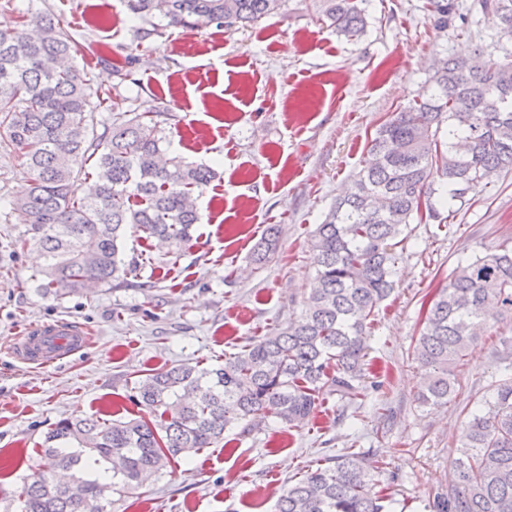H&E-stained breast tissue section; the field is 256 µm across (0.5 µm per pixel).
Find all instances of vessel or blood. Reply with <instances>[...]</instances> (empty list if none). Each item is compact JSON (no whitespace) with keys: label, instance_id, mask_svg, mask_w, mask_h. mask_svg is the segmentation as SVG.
<instances>
[{"label":"vessel or blood","instance_id":"vessel-or-blood-1","mask_svg":"<svg viewBox=\"0 0 512 512\" xmlns=\"http://www.w3.org/2000/svg\"><path fill=\"white\" fill-rule=\"evenodd\" d=\"M89 345V332L78 322L67 319L37 321L24 329L12 353L26 365L47 368L62 364Z\"/></svg>","mask_w":512,"mask_h":512}]
</instances>
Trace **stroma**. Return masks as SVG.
<instances>
[{"label": "stroma", "instance_id": "obj_1", "mask_svg": "<svg viewBox=\"0 0 512 512\" xmlns=\"http://www.w3.org/2000/svg\"><path fill=\"white\" fill-rule=\"evenodd\" d=\"M467 9L461 30H438L428 0H363L365 33L348 39L318 19L314 0L230 30L171 29L138 41L121 0H14L0 27L47 13L83 50L75 66L91 86L130 104L155 102L169 154L212 168L196 193L200 222L189 246L167 253L128 229L123 283L44 293L37 235L11 223L9 203L28 170L0 148V349L34 320L85 324L93 341L62 365L33 369L0 352V512H21L18 492L42 471L45 435L63 418H134L135 382L179 364L226 358L297 320L316 277L312 232L367 159L392 112L426 87L440 59L493 45L491 19ZM279 230L274 259L254 245ZM512 247V174L480 187L449 226L410 224L397 247L395 289L376 311L364 394H325L300 430L267 417L179 462L150 487L114 495L112 512H273L307 469L345 448L363 453L394 512H431L454 482L465 425L512 354V320L494 316L455 370L457 397L420 406L413 358L424 304L458 262Z\"/></svg>", "mask_w": 512, "mask_h": 512}]
</instances>
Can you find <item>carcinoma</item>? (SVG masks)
<instances>
[{
  "instance_id": "cac0c4a2",
  "label": "carcinoma",
  "mask_w": 512,
  "mask_h": 512,
  "mask_svg": "<svg viewBox=\"0 0 512 512\" xmlns=\"http://www.w3.org/2000/svg\"><path fill=\"white\" fill-rule=\"evenodd\" d=\"M142 22L146 41L169 28L252 25L286 0H122ZM318 20L336 34L360 36L359 0H317ZM498 40L512 41V0H477ZM435 27L460 16L455 0H430ZM81 44L43 14L0 30V147L30 172L10 218L38 233L46 257L44 290L76 293L127 275L119 245L131 225L172 250L199 222L195 190L214 172L179 156L162 158L158 105L125 107L112 89H91L67 61ZM97 103H92V99ZM111 113L112 128L91 137L92 106ZM369 160L354 190L317 225L316 282L302 316L216 369L173 366L140 380L139 419L65 418L45 435V469L23 485L22 512H112L111 494L148 486L172 463L224 438L232 422L275 417L301 427L320 396L353 400L364 376L376 308L394 289L399 238L414 220L445 224L488 178L512 172V57L478 48L433 70L428 88L392 113L368 141ZM96 158L92 192L79 193L83 164ZM442 180L440 190L434 179ZM436 200H431L432 194ZM277 229L253 260L276 253ZM512 320V247L458 263L428 308L414 357L421 368L417 400L446 405L457 392L454 369L485 332L487 310ZM335 364L333 372L329 365ZM456 482L434 512H512V368L466 424ZM353 448L336 455L279 496L275 512H390Z\"/></svg>"
}]
</instances>
